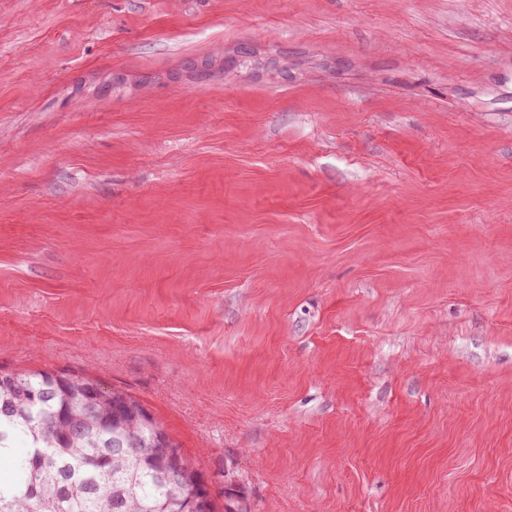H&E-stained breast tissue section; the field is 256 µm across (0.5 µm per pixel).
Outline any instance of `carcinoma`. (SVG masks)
<instances>
[{"label":"carcinoma","instance_id":"1","mask_svg":"<svg viewBox=\"0 0 512 512\" xmlns=\"http://www.w3.org/2000/svg\"><path fill=\"white\" fill-rule=\"evenodd\" d=\"M5 408L15 413L0 417V460L11 464V477L0 479V512H180L192 495L188 483L159 480L161 455L113 452V438L135 426L81 419L79 401L51 373L0 370Z\"/></svg>","mask_w":512,"mask_h":512}]
</instances>
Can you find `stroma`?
<instances>
[{
  "mask_svg": "<svg viewBox=\"0 0 512 512\" xmlns=\"http://www.w3.org/2000/svg\"><path fill=\"white\" fill-rule=\"evenodd\" d=\"M46 368L215 512H512V0H0V369Z\"/></svg>",
  "mask_w": 512,
  "mask_h": 512,
  "instance_id": "stroma-1",
  "label": "stroma"
}]
</instances>
